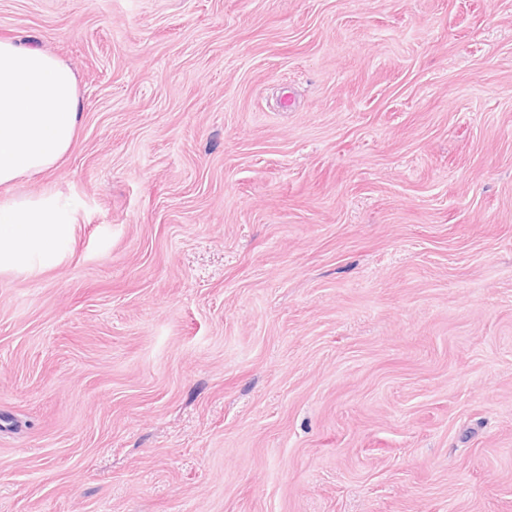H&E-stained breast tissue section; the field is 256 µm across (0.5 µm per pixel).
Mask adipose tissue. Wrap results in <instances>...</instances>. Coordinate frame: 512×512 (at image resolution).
<instances>
[{
	"instance_id": "1",
	"label": "adipose tissue",
	"mask_w": 512,
	"mask_h": 512,
	"mask_svg": "<svg viewBox=\"0 0 512 512\" xmlns=\"http://www.w3.org/2000/svg\"><path fill=\"white\" fill-rule=\"evenodd\" d=\"M77 73L48 51L0 39V272L33 274L71 237L75 211L49 189L14 186L58 169L81 121Z\"/></svg>"
}]
</instances>
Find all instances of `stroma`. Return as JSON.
Instances as JSON below:
<instances>
[{
    "mask_svg": "<svg viewBox=\"0 0 512 512\" xmlns=\"http://www.w3.org/2000/svg\"><path fill=\"white\" fill-rule=\"evenodd\" d=\"M81 78L63 259L0 273V512H512V0H0Z\"/></svg>",
    "mask_w": 512,
    "mask_h": 512,
    "instance_id": "35a3bbf8",
    "label": "stroma"
}]
</instances>
